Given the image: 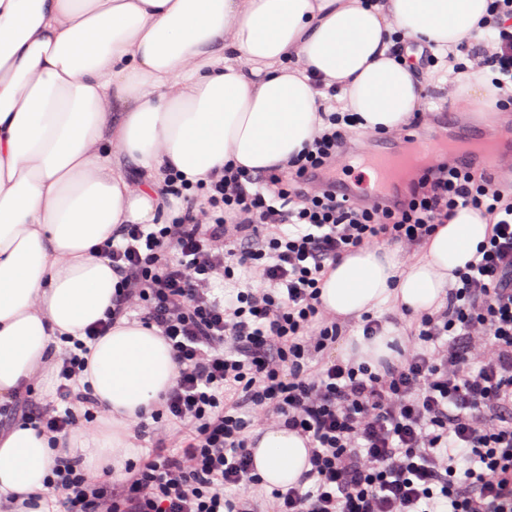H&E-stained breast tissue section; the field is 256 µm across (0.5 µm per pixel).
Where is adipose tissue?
<instances>
[{
	"instance_id": "ef3b65f1",
	"label": "adipose tissue",
	"mask_w": 512,
	"mask_h": 512,
	"mask_svg": "<svg viewBox=\"0 0 512 512\" xmlns=\"http://www.w3.org/2000/svg\"><path fill=\"white\" fill-rule=\"evenodd\" d=\"M488 0H0V399L47 368L59 337H82L112 305L118 278L93 249L121 224H150L156 186L173 169L189 179L233 163L251 171L287 161L324 122L337 84L361 128L407 124L425 82L389 54L392 35L438 57L469 38ZM127 105L111 124L110 99ZM137 165L139 189L103 141ZM468 208L402 263L394 250L355 251L332 266L324 307L351 320L385 307L439 310L455 269L487 237ZM395 328L356 335L343 358L392 357ZM169 346L125 322L91 346L80 384L101 414L68 439L89 471L122 469L130 426L175 378ZM54 444L32 427L0 435V503L49 496ZM296 433H263L254 449L267 487L307 467Z\"/></svg>"
}]
</instances>
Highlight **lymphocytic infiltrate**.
I'll list each match as a JSON object with an SVG mask.
<instances>
[{
    "mask_svg": "<svg viewBox=\"0 0 512 512\" xmlns=\"http://www.w3.org/2000/svg\"><path fill=\"white\" fill-rule=\"evenodd\" d=\"M480 28L449 61L494 74L496 105L512 104V0H491ZM324 127L287 167L233 166L190 181L170 171L156 192L180 202L164 223L125 224L96 248L119 285L112 308L59 359L57 401L25 381L12 420L68 436L93 422L77 388L86 343L136 314L176 363L173 385L149 413L156 446L110 480L59 449L49 487L57 512H256L250 496L254 427L305 439L300 484L273 489L265 512H512V193L455 161L429 165L392 205L338 195L327 180L358 120L324 114ZM490 223L457 269L442 309L410 314L395 358L369 365L332 353L342 328L321 303L331 264L381 242L412 252L459 208ZM258 286L212 295L236 269Z\"/></svg>",
    "mask_w": 512,
    "mask_h": 512,
    "instance_id": "f902f5d3",
    "label": "lymphocytic infiltrate"
}]
</instances>
